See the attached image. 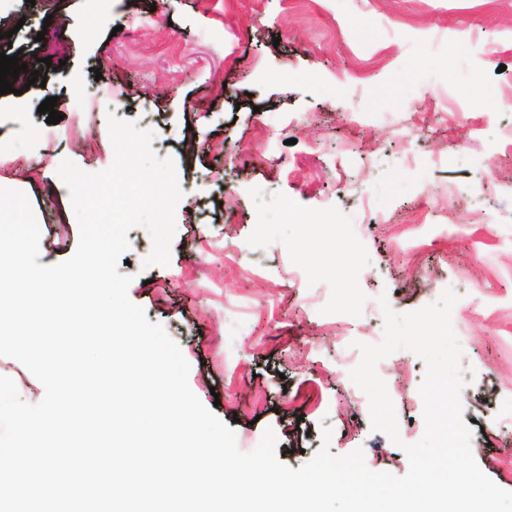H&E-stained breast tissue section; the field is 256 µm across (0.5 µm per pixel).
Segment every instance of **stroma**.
Segmentation results:
<instances>
[{"mask_svg": "<svg viewBox=\"0 0 512 512\" xmlns=\"http://www.w3.org/2000/svg\"><path fill=\"white\" fill-rule=\"evenodd\" d=\"M5 32L0 52L46 78L0 120V186L26 194L39 264L79 241L60 163L107 169L109 117L153 131L183 199L170 259L145 266L137 226L118 270L241 451L270 429L288 467L325 446L404 475L424 361L377 365L398 445L341 361L382 341L380 298L403 314L449 288L471 452L512 491V0H0Z\"/></svg>", "mask_w": 512, "mask_h": 512, "instance_id": "35a3bbf8", "label": "stroma"}]
</instances>
